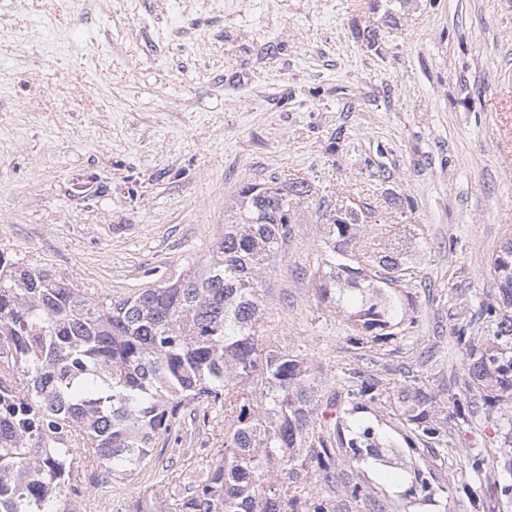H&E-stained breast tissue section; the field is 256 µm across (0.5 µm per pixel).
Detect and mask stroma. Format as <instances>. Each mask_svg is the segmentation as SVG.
Returning a JSON list of instances; mask_svg holds the SVG:
<instances>
[{
	"instance_id": "stroma-1",
	"label": "stroma",
	"mask_w": 512,
	"mask_h": 512,
	"mask_svg": "<svg viewBox=\"0 0 512 512\" xmlns=\"http://www.w3.org/2000/svg\"><path fill=\"white\" fill-rule=\"evenodd\" d=\"M57 2L0 0V247L127 296L205 258L243 183L301 177L317 197L370 204L376 250L429 245L406 290L415 326L351 345L355 327L315 295L326 226L308 203L262 278L264 334L312 363L324 433L352 404L349 369L389 380L360 418L395 446L370 467L337 449L332 483L290 492L333 512H512L495 488L512 403L468 391L453 335L466 324L484 341L479 307L500 297L491 266L512 234V0H411L394 27L369 0ZM365 26L379 49L355 38ZM53 29L71 50L47 55ZM418 393L445 415L438 439L399 416ZM223 450L224 414L200 404L135 475L97 483L76 454L78 512H133Z\"/></svg>"
}]
</instances>
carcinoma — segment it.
<instances>
[{
  "label": "carcinoma",
  "mask_w": 512,
  "mask_h": 512,
  "mask_svg": "<svg viewBox=\"0 0 512 512\" xmlns=\"http://www.w3.org/2000/svg\"><path fill=\"white\" fill-rule=\"evenodd\" d=\"M312 197L304 178L248 182L237 191L209 257L156 288L95 298L15 251L0 249V512H74L75 446L106 482L142 468L194 402L224 410V453L199 480L144 497L137 512H330L324 499L298 508L288 481L331 478L323 459L336 439L318 425L320 384L311 362L264 336L261 277L274 270L297 208ZM328 225L312 273L317 301L338 308L366 348L406 320L400 288L414 279L404 253L360 244L372 208L318 203ZM502 298L482 305L492 325L478 353L468 326L454 328L468 386L512 401V234L492 262ZM353 395L383 401L389 386L361 371ZM437 400L416 394L400 416L431 439ZM349 463L378 456L380 439L359 425Z\"/></svg>",
  "instance_id": "cac0c4a2"
}]
</instances>
